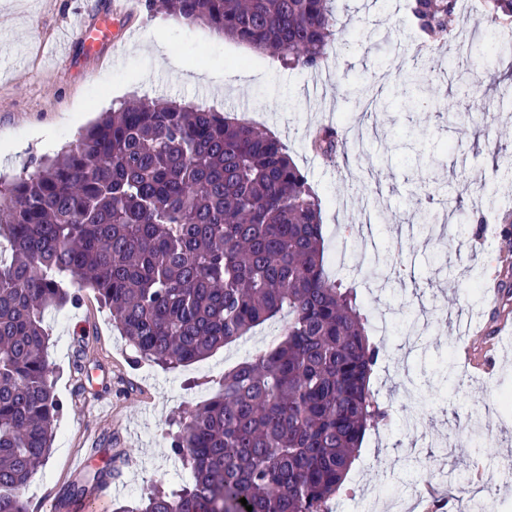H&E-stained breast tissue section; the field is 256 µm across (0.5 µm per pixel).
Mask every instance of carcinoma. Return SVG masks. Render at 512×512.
Here are the masks:
<instances>
[{
	"instance_id": "cac0c4a2",
	"label": "carcinoma",
	"mask_w": 512,
	"mask_h": 512,
	"mask_svg": "<svg viewBox=\"0 0 512 512\" xmlns=\"http://www.w3.org/2000/svg\"><path fill=\"white\" fill-rule=\"evenodd\" d=\"M330 0H144L147 11L206 25L259 53L318 70L341 39ZM434 41L457 0H410ZM486 12L512 21V0ZM425 77L402 78L415 109ZM356 97L386 110L366 82ZM356 143L322 126L311 147L334 158ZM0 512H30L23 492L50 454L63 404L53 393L44 313L89 289L137 358L190 365L288 313L276 344L224 372L217 392L168 433L192 483L153 486L129 512H333L368 430L386 412L370 387L383 349L371 342L354 289L330 278L321 200L280 140L251 122L177 101L139 100L104 112L35 172L0 184ZM432 194L411 200L416 234L432 237ZM402 249L375 279L404 267ZM74 368L91 389L84 347ZM119 471H88L53 512L89 503Z\"/></svg>"
}]
</instances>
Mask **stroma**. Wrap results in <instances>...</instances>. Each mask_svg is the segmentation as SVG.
Instances as JSON below:
<instances>
[{
  "label": "stroma",
  "instance_id": "obj_1",
  "mask_svg": "<svg viewBox=\"0 0 512 512\" xmlns=\"http://www.w3.org/2000/svg\"><path fill=\"white\" fill-rule=\"evenodd\" d=\"M104 2L0 0V176L32 173L98 113L134 98L243 113L274 132L321 199L330 272L354 284L369 325L383 314L392 323L387 333L373 336L384 354L372 375L391 421L367 432L334 512H451L461 475L469 488L490 490L491 512H512V482L501 469L512 457V357L493 353L484 371L460 359L476 325L500 344L512 342L496 333L498 318L512 315V236L499 221L500 213H512V186L498 184L494 173L497 163L512 158V62L458 53L472 38L510 40L512 26L473 10L461 15L456 33L437 52L420 55L422 39L407 0H332L347 35L333 45L325 70L313 73L207 27L144 11L124 34L118 56L98 58L76 45L77 68L59 64V36ZM158 35L180 67L157 64L150 44ZM418 65L428 71L431 107L362 114L356 86L371 81L383 97H392L401 89V75ZM474 82L484 112L470 122L465 89ZM336 122L366 131L374 172L366 191L355 188L357 165L338 166L308 149L316 126ZM420 183L436 190L434 208L442 217L437 233L447 243L443 265L435 243L410 235L416 214L409 198ZM475 210L484 223L456 237L457 224ZM395 243L407 255L404 271L387 288L371 285L376 250ZM489 278L503 283L491 303L480 286ZM44 325L55 393L67 408L48 461L25 491L31 512H48L78 477L75 459H88L103 437L110 455L124 460L121 478L108 491L110 512L133 504L136 490L152 484L178 487L189 473L167 449L170 422L212 397L225 370L272 344V330L263 325L203 360L165 370L136 360L109 310L88 291L76 305L46 311ZM81 341L91 354L94 392L84 403L73 399L79 379L73 360ZM409 364L420 379L439 365L456 378L455 391L430 388L431 413L411 431L405 428L409 395L400 384ZM476 407L482 411L474 423L481 446L472 447L465 431L449 438L452 423ZM421 450L432 454L427 475L411 462Z\"/></svg>",
  "mask_w": 512,
  "mask_h": 512
}]
</instances>
